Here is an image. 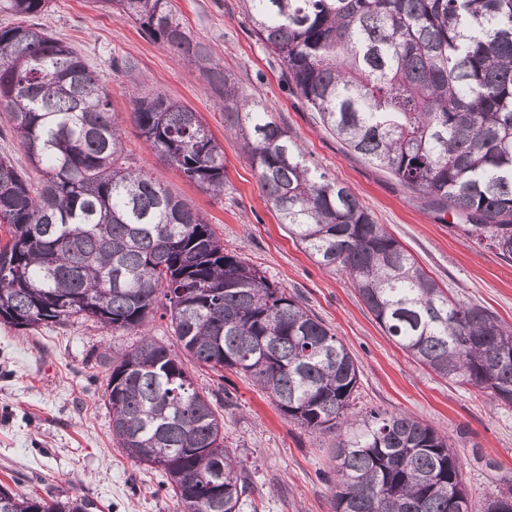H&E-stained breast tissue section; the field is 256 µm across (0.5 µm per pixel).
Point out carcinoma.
<instances>
[{
  "instance_id": "obj_1",
  "label": "carcinoma",
  "mask_w": 512,
  "mask_h": 512,
  "mask_svg": "<svg viewBox=\"0 0 512 512\" xmlns=\"http://www.w3.org/2000/svg\"><path fill=\"white\" fill-rule=\"evenodd\" d=\"M51 0H0V107L41 173L0 156V324L82 317L140 330L158 294L182 353L148 336L112 357V438L161 469L181 512H239L252 485L224 447V419L182 356L248 376L288 420L330 433L349 419L359 366L333 330L227 250L198 211L136 168L102 77L28 23ZM203 72L279 223L323 269H341L417 363L512 405V326L448 295L346 186L313 169L271 110L197 41L172 0H97ZM290 90L365 161L390 171L464 234L512 260V0H243ZM145 143L202 191L224 195V151L199 113L131 95ZM334 512H512V487L471 505L448 441L408 414L369 412L338 445ZM0 486V512H90Z\"/></svg>"
}]
</instances>
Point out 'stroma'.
I'll list each match as a JSON object with an SVG mask.
<instances>
[{
	"label": "stroma",
	"instance_id": "obj_1",
	"mask_svg": "<svg viewBox=\"0 0 512 512\" xmlns=\"http://www.w3.org/2000/svg\"><path fill=\"white\" fill-rule=\"evenodd\" d=\"M174 5L225 72L269 106L309 165L349 187L455 299L487 307L512 324V262L469 239L451 213L426 206L328 133L317 113L283 84L275 57L257 44L242 0ZM33 22L103 78L136 166L206 215L225 248L265 271L334 330L360 368L355 413L405 412L430 425L459 456L472 504L512 481V407L417 364L376 323L348 274L319 268L289 236L243 158L237 134L225 129L202 74L96 0H51ZM127 57L138 64L130 74L116 67ZM140 85L200 113L224 149L222 198L201 191L146 147L129 105ZM138 340L81 318L31 332L0 325V485L46 500L83 495L97 512H179L162 471L127 459L112 439L105 394L109 361ZM189 372L195 387L214 398L225 443L249 476L253 493L240 512H333L339 432L313 433L285 419L266 393L235 371L193 364Z\"/></svg>",
	"mask_w": 512,
	"mask_h": 512
}]
</instances>
